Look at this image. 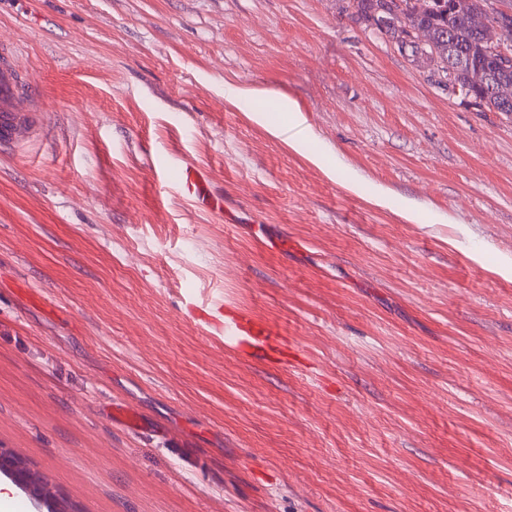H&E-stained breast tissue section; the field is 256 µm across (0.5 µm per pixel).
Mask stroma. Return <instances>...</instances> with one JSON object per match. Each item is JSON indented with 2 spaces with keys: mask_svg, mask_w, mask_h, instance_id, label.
<instances>
[{
  "mask_svg": "<svg viewBox=\"0 0 512 512\" xmlns=\"http://www.w3.org/2000/svg\"><path fill=\"white\" fill-rule=\"evenodd\" d=\"M345 5L0 0L39 87L0 148V452L80 512H512V113ZM211 300L315 371L226 351Z\"/></svg>",
  "mask_w": 512,
  "mask_h": 512,
  "instance_id": "35a3bbf8",
  "label": "stroma"
}]
</instances>
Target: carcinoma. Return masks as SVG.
I'll list each match as a JSON object with an SVG mask.
<instances>
[{
  "label": "carcinoma",
  "mask_w": 512,
  "mask_h": 512,
  "mask_svg": "<svg viewBox=\"0 0 512 512\" xmlns=\"http://www.w3.org/2000/svg\"><path fill=\"white\" fill-rule=\"evenodd\" d=\"M352 17L396 44L412 62L462 90L479 94L482 112H500L512 89V57L484 41L474 25L488 0H349ZM46 479L26 489L46 500L50 512H73L69 502L43 493Z\"/></svg>",
  "instance_id": "1"
}]
</instances>
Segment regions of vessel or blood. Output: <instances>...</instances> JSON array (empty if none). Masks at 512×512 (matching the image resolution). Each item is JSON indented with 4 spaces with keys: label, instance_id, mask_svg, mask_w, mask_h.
I'll return each instance as SVG.
<instances>
[{
    "label": "vessel or blood",
    "instance_id": "b4317fda",
    "mask_svg": "<svg viewBox=\"0 0 512 512\" xmlns=\"http://www.w3.org/2000/svg\"><path fill=\"white\" fill-rule=\"evenodd\" d=\"M36 105L33 84L17 64L10 47L0 44V145L20 142ZM221 320L214 326L224 344L242 358L273 366L294 364L295 347L268 321L227 304L221 307Z\"/></svg>",
    "mask_w": 512,
    "mask_h": 512
}]
</instances>
